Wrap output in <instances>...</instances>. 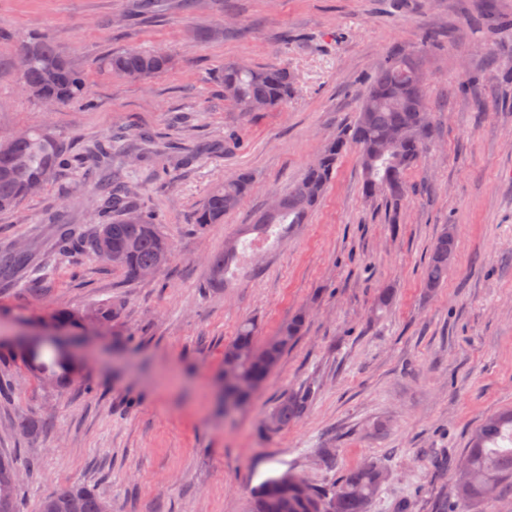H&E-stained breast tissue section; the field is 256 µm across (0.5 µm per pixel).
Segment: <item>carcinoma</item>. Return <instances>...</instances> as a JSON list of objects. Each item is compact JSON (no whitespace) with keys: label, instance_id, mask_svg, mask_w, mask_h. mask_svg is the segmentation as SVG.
Masks as SVG:
<instances>
[{"label":"carcinoma","instance_id":"obj_1","mask_svg":"<svg viewBox=\"0 0 512 512\" xmlns=\"http://www.w3.org/2000/svg\"><path fill=\"white\" fill-rule=\"evenodd\" d=\"M19 55L26 57L20 75L24 91L31 97L57 108L87 98V80L56 41L44 34H32L19 42ZM101 66L130 81H147L173 66L172 57L161 50L127 48L104 57ZM225 99L243 113L275 108L294 93V81L288 68L271 65L254 68L238 62L224 64L219 74ZM424 75L413 56L394 55L375 71L362 99L354 122L323 146L315 161L288 195L278 199L274 208L260 215L256 223L242 228L255 233L254 244L282 224H304L320 203L336 175V165L352 144L359 150L363 170V190L367 195L384 193L394 203L409 194L406 173L427 149L432 133L429 109L424 98ZM70 166L69 159L45 127L24 131L21 136L0 139V211L15 208L32 195V187H45ZM251 172L241 171L233 179L216 186L196 214L201 226L220 224L252 191ZM107 204L121 218L99 224L88 237L76 236L68 227L59 229L58 254L69 255L83 249L98 255V241L112 230V258L105 262L137 278L144 271L160 273L171 258L168 239L155 220L143 213L108 178L102 184ZM455 253V237L444 227L431 248L425 270V286L437 288L448 278V266ZM237 259L235 242L228 243L209 260L210 280L222 286L231 264ZM119 313V306L98 305L79 315L67 310L54 313L51 323L61 328L88 323L106 326ZM305 316L296 315L278 335L262 344L256 342V327L242 322L234 339L224 347V371L230 374L229 394L247 403L278 366L288 348L299 336ZM52 359H42L44 349ZM27 366L37 376L49 375L63 385L75 371L69 352L57 340L35 339L21 350ZM312 395L303 389L283 395L265 414L263 430H282L308 409ZM17 461L0 454V484L17 483ZM288 470L269 477L250 493V512H370L385 479V470L377 465L347 471L339 482L328 487L309 485L302 490L292 481ZM512 478V408H504L487 417L471 434L464 461L455 471L453 492L463 503L499 493ZM79 503V512H103L107 503L92 490L80 485H64L43 497L37 512H69Z\"/></svg>","mask_w":512,"mask_h":512}]
</instances>
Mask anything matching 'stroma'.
Returning <instances> with one entry per match:
<instances>
[{
    "instance_id": "1",
    "label": "stroma",
    "mask_w": 512,
    "mask_h": 512,
    "mask_svg": "<svg viewBox=\"0 0 512 512\" xmlns=\"http://www.w3.org/2000/svg\"><path fill=\"white\" fill-rule=\"evenodd\" d=\"M0 0V136L46 126L77 155L12 210L0 212V250L28 255L0 273V334L48 333L59 309L117 303L106 330L68 332L69 382L47 388L0 349V452L16 457L22 512L59 486L93 488L112 512H249L251 487L292 470L337 483L363 464L386 467L371 512H455L453 470L472 431L512 408V0ZM50 34L85 73L87 101L47 108L17 80V43ZM438 41L423 44L425 33ZM161 49L174 65L133 82L103 57ZM419 55L433 137L408 171L409 196H366L356 149L337 165L321 205L260 262L241 235L270 194L284 195L324 143L353 123L376 68L395 52ZM288 67L295 92L278 108L244 114L224 98V62ZM149 134L178 167L159 174L128 147ZM111 140L104 159L91 153ZM252 192L223 223L198 227L211 190L239 170ZM114 172L153 214L172 259L134 278L88 253L55 251L59 226L99 224V175ZM455 235L448 279L423 271L443 227ZM237 240L244 261L212 289L208 258ZM394 291L379 308L383 289ZM305 314L301 336L253 400L224 410V347L253 320L258 340ZM312 387L304 415L263 434L268 407ZM49 421L22 434L20 418ZM331 465H323L326 451ZM35 468H27V461Z\"/></svg>"
}]
</instances>
